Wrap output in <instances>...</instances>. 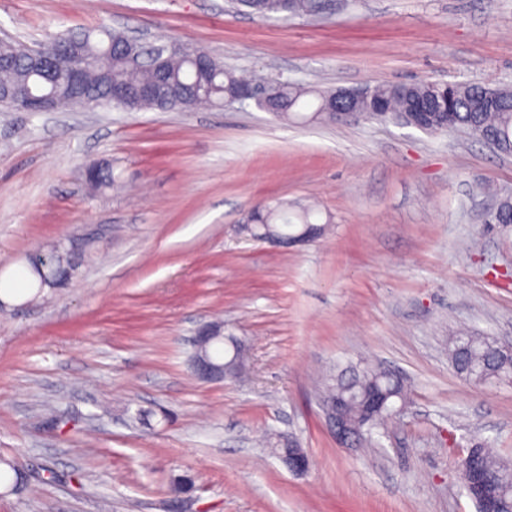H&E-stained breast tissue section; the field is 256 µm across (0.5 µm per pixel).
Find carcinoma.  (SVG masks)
<instances>
[{"label":"carcinoma","mask_w":512,"mask_h":512,"mask_svg":"<svg viewBox=\"0 0 512 512\" xmlns=\"http://www.w3.org/2000/svg\"><path fill=\"white\" fill-rule=\"evenodd\" d=\"M239 7L259 18L288 19L295 15H311L322 8V0H235ZM126 34L112 28L88 29L70 34V40L79 56L94 62L85 73L88 85L86 95L73 97V107H88L91 103L104 102L114 87L127 92L120 102L126 110L160 109L161 103L154 97H141L139 90L156 83L153 69L136 65L127 58L124 42ZM58 43L43 45L47 65L44 73L31 71L26 64L28 50L9 42L0 41V89L23 90L27 86H53L57 74L53 62L57 57ZM252 84L264 87L268 94V108L283 120L303 117L302 111L310 109L311 119H319L329 113L328 101L333 92L319 91L310 87L265 78H247L227 69L219 60L212 61L207 71L196 69L190 56L174 54L166 65L167 91L176 107L191 108L198 104L222 105L245 93ZM487 88L462 85L448 96L446 86L436 81H420L408 84H377L371 87L370 96L357 104L366 117L385 121L393 114L405 113L415 106L436 104L448 113V123L465 127L477 138H484L487 131L498 139V148L512 153V89L499 88L498 108L486 109L482 105ZM255 231L267 230L285 234L290 225L288 207L283 204L265 206L254 210L246 219ZM451 358L456 372L475 384L512 380V359L498 354L492 341L480 336L464 334L451 341ZM324 398L343 403V413L353 425L352 438L361 440L372 437L375 430L383 428L399 415L405 402L402 380L383 370H370L348 379L336 378L326 386ZM486 471L493 478L497 495V512H512V460L498 457L483 449Z\"/></svg>","instance_id":"cac0c4a2"}]
</instances>
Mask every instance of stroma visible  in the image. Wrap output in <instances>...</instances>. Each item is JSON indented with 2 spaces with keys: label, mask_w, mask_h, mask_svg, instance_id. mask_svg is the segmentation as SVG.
Instances as JSON below:
<instances>
[{
  "label": "stroma",
  "mask_w": 512,
  "mask_h": 512,
  "mask_svg": "<svg viewBox=\"0 0 512 512\" xmlns=\"http://www.w3.org/2000/svg\"><path fill=\"white\" fill-rule=\"evenodd\" d=\"M108 25L198 46L236 72L322 91L512 85V0H325L258 19L232 0H0V38L33 47ZM94 161L116 183L92 188ZM512 155L465 129L278 121L253 102L187 110L0 105V512H476L462 449L512 457V384L455 371L463 329L512 342ZM315 209L282 248L240 231L257 207ZM65 243L67 285L26 291ZM246 349L221 382L191 371L207 322ZM384 369L410 399L368 446L340 442L320 390ZM292 438L288 470L261 441Z\"/></svg>",
  "instance_id": "1"
}]
</instances>
